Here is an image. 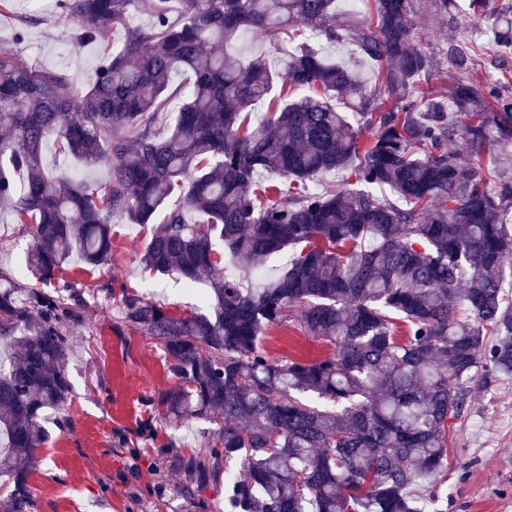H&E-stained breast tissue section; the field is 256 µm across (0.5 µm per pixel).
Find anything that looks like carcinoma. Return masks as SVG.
Returning a JSON list of instances; mask_svg holds the SVG:
<instances>
[{
	"label": "carcinoma",
	"instance_id": "obj_1",
	"mask_svg": "<svg viewBox=\"0 0 512 512\" xmlns=\"http://www.w3.org/2000/svg\"><path fill=\"white\" fill-rule=\"evenodd\" d=\"M180 4L173 16L167 0H57L75 52L124 31L83 91L66 72L0 48V212L30 225L36 282L0 271V342L11 349L0 361V512H34L43 416L69 400L67 324L85 298L57 284L59 272L73 258L111 265L113 219L146 227L160 210L141 264L189 281L208 274L211 312L178 317L125 289L121 307L178 381L145 403L217 426L218 441L175 457L190 479L183 495L222 481L228 512H428L469 384L512 378V179L485 165L494 143L512 140V96L499 80L468 78L471 49L453 43L456 78L425 90L438 64L416 44L413 0H369L361 25L339 23L336 0ZM460 8L512 49V19L493 0H435L438 13ZM140 16L149 24L134 23ZM297 23L355 45L376 63L378 85L294 43ZM248 32L281 52L280 71L228 51ZM181 71L193 76L184 91L171 86ZM382 85L400 105L383 108ZM180 93L162 136L157 115ZM338 98L374 128L370 139L360 141ZM457 139L465 161L448 148ZM49 141L108 167V183L47 169ZM341 170L355 187L309 189ZM269 176L288 188L262 184ZM216 239L244 273L295 252L254 284L224 275ZM292 320L333 352L270 358L260 334Z\"/></svg>",
	"mask_w": 512,
	"mask_h": 512
}]
</instances>
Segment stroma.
Instances as JSON below:
<instances>
[{"label":"stroma","mask_w":512,"mask_h":512,"mask_svg":"<svg viewBox=\"0 0 512 512\" xmlns=\"http://www.w3.org/2000/svg\"><path fill=\"white\" fill-rule=\"evenodd\" d=\"M433 0H414L412 23L417 44L447 69V40L480 50L479 79H498L512 72V53L492 51L485 23L461 16H440ZM23 37H16V29ZM73 26L56 9L37 0L10 6L0 15V45L16 47L44 69L65 71L77 89H85L95 68L105 60L120 33H105L80 53H73ZM111 266L83 273L69 264L64 279L79 283L86 305L83 319L70 327L73 351L67 364L72 392L64 412H49V441L30 476L35 512H224V487L213 485L199 499L182 496L187 475L162 464V457L199 451L211 438L209 423L173 420L144 405L146 396L176 387L164 356L152 339L122 319L115 291L128 287L173 313H208L202 284L144 270L139 258L148 233L141 227L116 221ZM33 238L25 225L0 214V270L15 278L25 276ZM262 344L271 358H321L331 352L322 341L305 337L294 323L266 330ZM67 418L66 430L55 424ZM153 418L156 435L146 441L136 434L139 420ZM124 434L127 447L116 436ZM448 479L437 493L440 512H512V380L486 386L474 381L465 412L448 431L445 461Z\"/></svg>","instance_id":"35a3bbf8"}]
</instances>
